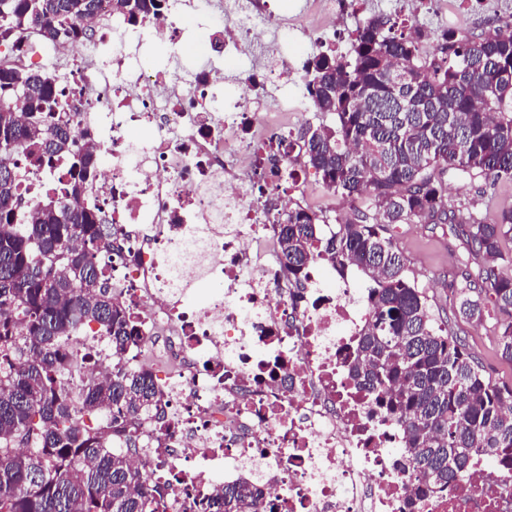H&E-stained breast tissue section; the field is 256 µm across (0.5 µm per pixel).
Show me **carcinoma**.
<instances>
[{"label": "carcinoma", "instance_id": "obj_1", "mask_svg": "<svg viewBox=\"0 0 512 512\" xmlns=\"http://www.w3.org/2000/svg\"><path fill=\"white\" fill-rule=\"evenodd\" d=\"M144 24L165 0H111ZM99 0H0V44L21 36L77 37ZM315 115L288 139V162L315 170L323 187L353 205L340 221L298 207L276 216L288 278L301 285L320 253L340 276L367 277L371 315L354 357L359 387L379 397L404 429L402 455L418 495L437 494L481 456L512 472V387L494 382L466 341L440 325L394 241L397 224L449 228L463 249L453 317L496 320L501 358L512 363V210L488 222L475 203L448 209V170L512 182V34L477 39L419 26L406 34L382 14L361 20L352 58L321 52L304 64ZM49 79L0 64V512H160L164 489L128 456L145 420L164 424L162 390L144 368L120 364L138 347L132 312L113 297L107 262L117 230L80 199L95 160L52 119ZM46 163L71 154L60 195L37 204L19 191L18 156ZM335 224L324 236L322 225ZM97 326L109 343L112 378H83L85 357L66 352ZM122 441L123 448L113 443ZM208 512H263L246 482L226 487Z\"/></svg>", "mask_w": 512, "mask_h": 512}]
</instances>
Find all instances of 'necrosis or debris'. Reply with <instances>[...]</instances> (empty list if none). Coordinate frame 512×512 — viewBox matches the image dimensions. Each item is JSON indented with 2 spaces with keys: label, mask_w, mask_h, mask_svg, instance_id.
Masks as SVG:
<instances>
[{
  "label": "necrosis or debris",
  "mask_w": 512,
  "mask_h": 512,
  "mask_svg": "<svg viewBox=\"0 0 512 512\" xmlns=\"http://www.w3.org/2000/svg\"><path fill=\"white\" fill-rule=\"evenodd\" d=\"M273 0H250L197 37L200 47L248 59L261 46L264 80L234 87L212 62L180 81L137 65L113 34L143 46L178 43L183 0H167L149 26L101 7L84 20L93 43L22 38L11 65L53 77L81 148L97 175L84 207L124 234L113 296L135 312L142 346L177 366L158 378L169 425L143 423L133 464L166 484L167 512H190L218 489L249 481L275 512H512V475L476 464L449 491L415 498L411 464L399 454L402 428L352 377L351 351L369 318L364 289L336 276L321 254L290 285L273 213L288 209L305 180L287 164L290 128L250 109L267 80L288 86L316 42L310 9L284 15ZM24 169L31 202L57 193L70 159Z\"/></svg>",
  "instance_id": "obj_1"
}]
</instances>
